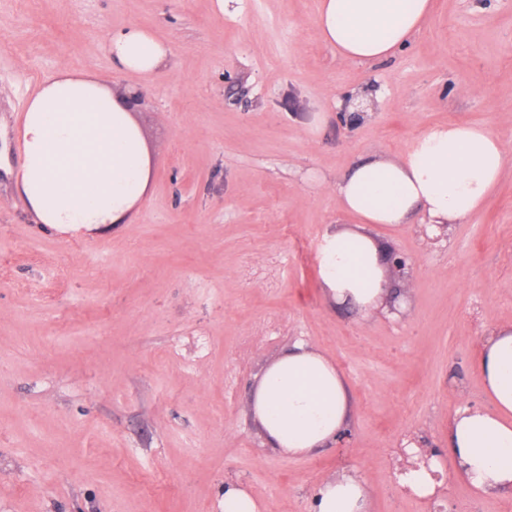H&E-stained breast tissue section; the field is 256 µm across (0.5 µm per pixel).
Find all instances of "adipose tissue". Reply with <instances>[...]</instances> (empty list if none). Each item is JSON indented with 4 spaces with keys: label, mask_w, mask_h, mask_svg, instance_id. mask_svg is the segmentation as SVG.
Masks as SVG:
<instances>
[{
    "label": "adipose tissue",
    "mask_w": 512,
    "mask_h": 512,
    "mask_svg": "<svg viewBox=\"0 0 512 512\" xmlns=\"http://www.w3.org/2000/svg\"><path fill=\"white\" fill-rule=\"evenodd\" d=\"M433 0H319L323 41L347 62L385 59L404 47L430 15ZM103 50L120 70L151 74L170 48L153 31L128 26L109 32ZM16 189L35 221L63 234L126 223L145 196L150 159L126 101L100 79L66 67L40 81L21 116ZM512 149L492 130L469 123L430 128L400 157L370 156L336 183L341 209L357 227L326 235L319 268L334 303L368 318L391 293L387 250L367 228L461 224L479 211L498 183ZM495 405L455 411L448 450L455 478L479 495H512V324L482 337L477 356ZM251 410L272 448L305 455L332 443L347 426V383L321 353L299 343L267 367ZM368 490L352 475L325 481L312 512H367Z\"/></svg>",
    "instance_id": "adipose-tissue-1"
}]
</instances>
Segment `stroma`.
<instances>
[{"label": "stroma", "mask_w": 512, "mask_h": 512, "mask_svg": "<svg viewBox=\"0 0 512 512\" xmlns=\"http://www.w3.org/2000/svg\"><path fill=\"white\" fill-rule=\"evenodd\" d=\"M433 3L407 48L359 64L320 38L318 0H0V512H220L228 481L263 512H310L343 473L368 512H512L454 480L448 451L451 414L494 408L475 359L512 322V162L447 236L421 216L373 227L411 262L399 313L336 308L319 270L361 158L448 122L512 143V0ZM131 25L166 66H113L103 38ZM61 66L139 93L151 179L131 223L61 235L15 192L24 105ZM298 343L334 363L352 414L345 443L291 457L250 399ZM410 442L440 452L433 496L401 483Z\"/></svg>", "instance_id": "35a3bbf8"}]
</instances>
